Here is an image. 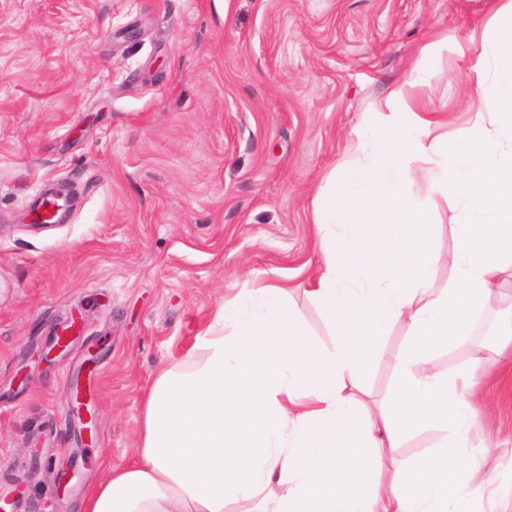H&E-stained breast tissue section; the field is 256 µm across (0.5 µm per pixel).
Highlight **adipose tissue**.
<instances>
[{
	"mask_svg": "<svg viewBox=\"0 0 512 512\" xmlns=\"http://www.w3.org/2000/svg\"><path fill=\"white\" fill-rule=\"evenodd\" d=\"M488 120L464 137L433 134L432 119L390 114L357 134L362 159L338 167L314 202L323 264L307 293L336 338L316 342L281 286L266 284L225 302L196 341L205 366L161 368L143 403L135 461L112 466L80 512H484L483 481L467 446L479 423L476 368L426 371L436 351L466 344L474 316L512 273V8L474 67ZM421 164L428 200L465 204L472 220L450 225L453 279L431 287L440 260L438 227L411 199L405 173ZM405 345L386 354L394 327ZM393 368L387 397L363 400L366 370ZM444 431L443 449L411 469L380 475L385 450L413 431Z\"/></svg>",
	"mask_w": 512,
	"mask_h": 512,
	"instance_id": "1",
	"label": "adipose tissue"
}]
</instances>
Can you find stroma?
Segmentation results:
<instances>
[{"label":"stroma","instance_id":"1","mask_svg":"<svg viewBox=\"0 0 512 512\" xmlns=\"http://www.w3.org/2000/svg\"><path fill=\"white\" fill-rule=\"evenodd\" d=\"M512 0H0V499L16 512H78L109 466L134 458L156 373L201 369L196 345L224 301L266 283L312 337L335 338L306 293L322 264L313 203L356 132L440 56L415 91L452 137L483 111L472 78L483 34ZM139 38H125L128 29ZM68 186L66 223L24 215ZM80 330L53 364L39 353ZM484 348L481 426L469 438L512 490V359ZM91 374L92 444L69 412ZM425 428L384 462L435 452ZM437 66V61L433 54V46L424 45L421 48V63L416 68V74L407 82V84L413 86L422 84L428 77H430Z\"/></svg>","mask_w":512,"mask_h":512}]
</instances>
